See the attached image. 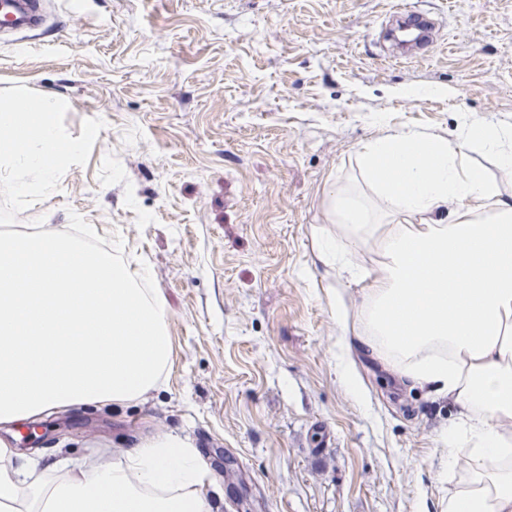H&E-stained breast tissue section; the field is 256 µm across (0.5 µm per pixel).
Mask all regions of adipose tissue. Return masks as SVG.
<instances>
[{"label":"adipose tissue","mask_w":512,"mask_h":512,"mask_svg":"<svg viewBox=\"0 0 512 512\" xmlns=\"http://www.w3.org/2000/svg\"><path fill=\"white\" fill-rule=\"evenodd\" d=\"M64 107L21 89L0 103V170L26 206L82 150L56 121ZM461 140L494 154L512 177V130L474 119ZM360 173L383 209L332 186L327 200L345 241L324 237L316 250H337L338 272L367 284L356 325L364 349L457 406L448 468L463 453L473 465L452 482L443 512H512V196L437 134L376 138ZM368 246L377 263L354 265ZM39 465L0 441V512H206L207 474L174 436L141 440L76 477L48 482Z\"/></svg>","instance_id":"obj_1"}]
</instances>
